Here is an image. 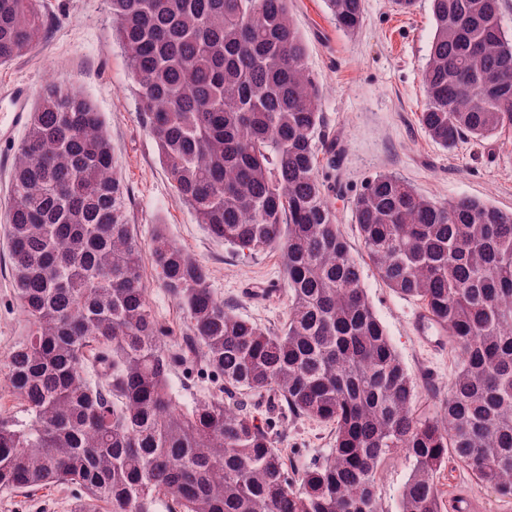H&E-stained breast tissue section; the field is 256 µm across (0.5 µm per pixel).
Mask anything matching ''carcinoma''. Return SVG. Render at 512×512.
I'll return each instance as SVG.
<instances>
[{
	"mask_svg": "<svg viewBox=\"0 0 512 512\" xmlns=\"http://www.w3.org/2000/svg\"><path fill=\"white\" fill-rule=\"evenodd\" d=\"M347 33L363 0H327ZM420 122L445 148L512 129V36L501 0H431ZM145 119L176 195L217 241L278 251L290 292L275 333L239 317L209 271L163 229L150 257L223 392L179 406L171 330L147 300L144 255L105 121L50 83L15 149L8 255L29 335L8 379L31 420H0V489L70 483L75 512H382L376 474L413 461L400 512H443L434 476L452 459L512 497V211L447 203L378 174L355 196L364 252L420 301L461 359L443 416L371 307L319 176L321 97L288 0H108ZM40 0H0V65L40 46ZM274 396L336 425L328 459L288 469L269 427L224 396Z\"/></svg>",
	"mask_w": 512,
	"mask_h": 512,
	"instance_id": "cac0c4a2",
	"label": "carcinoma"
}]
</instances>
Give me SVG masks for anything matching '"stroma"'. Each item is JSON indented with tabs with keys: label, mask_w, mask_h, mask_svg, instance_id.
<instances>
[{
	"label": "stroma",
	"mask_w": 512,
	"mask_h": 512,
	"mask_svg": "<svg viewBox=\"0 0 512 512\" xmlns=\"http://www.w3.org/2000/svg\"><path fill=\"white\" fill-rule=\"evenodd\" d=\"M54 24L46 41L30 54L0 66V84L53 82L72 86L102 113L112 152L127 188V215L142 246H149L156 225L210 271V287L234 313L270 331L287 317L288 287L277 252L252 254L212 239L196 224L174 193L160 163L157 146L145 129L133 78L112 28L107 0H42ZM290 14L307 46L306 64L321 95L323 125L318 140L336 141L339 162L329 182L342 186L329 200L362 267L363 286L395 351L417 386L416 409L439 416L458 364L454 350L435 352L412 328L421 309L416 299L394 292L367 261L351 222L355 195L369 178L390 173L420 194L437 201L470 196L512 210V131L485 141L460 140L446 149L424 132L419 117L426 96L422 84L434 30L430 0H417L405 13L395 0H364V21L354 33L340 30L327 0H291ZM25 133L16 127L0 136V419L26 422V408L7 379L6 364L28 331L18 307L8 263L9 180L14 148ZM148 302L160 323L172 329L170 350L184 343L187 322L164 290L152 263H145ZM168 380L181 406L218 393L222 378L210 372L201 354L174 364ZM232 407L271 425L275 447L297 469L323 463L334 446L332 423L296 417L268 398L237 395ZM413 463L393 453L381 464L377 488L383 512H399L400 491ZM444 502L463 493L476 512H512V499L479 484L470 471L450 462L435 476ZM80 495L71 484L34 491L0 490V512H74Z\"/></svg>",
	"instance_id": "obj_1"
}]
</instances>
